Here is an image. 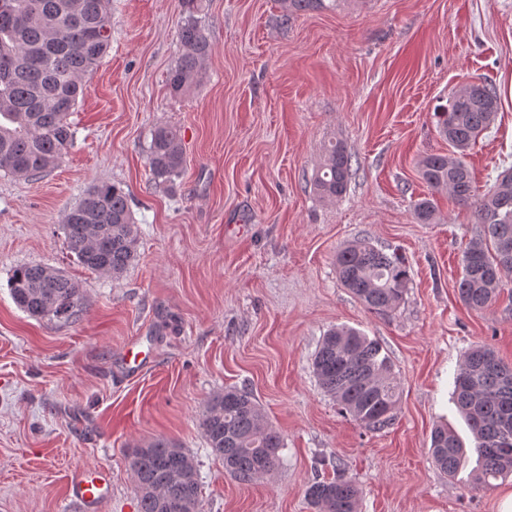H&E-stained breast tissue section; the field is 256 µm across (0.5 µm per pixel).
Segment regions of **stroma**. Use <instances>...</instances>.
<instances>
[{"instance_id": "obj_1", "label": "stroma", "mask_w": 512, "mask_h": 512, "mask_svg": "<svg viewBox=\"0 0 512 512\" xmlns=\"http://www.w3.org/2000/svg\"><path fill=\"white\" fill-rule=\"evenodd\" d=\"M111 46L70 121L64 162L37 179L0 171V512H62L87 466L112 472L107 512H138L126 456L156 436L195 459L203 512H314L309 484L342 465L358 512H499L512 476L474 490L440 472L433 426L469 429L454 401L465 354L486 345L512 364V298L475 311L458 297L474 208L437 193L435 223L412 203L424 154L448 153L433 117L462 83L500 100L465 157L477 193L512 168V0H343L287 15L282 0H202L204 77L172 96L179 0H110ZM180 129L186 165L155 184L153 130ZM343 142L355 173L340 201L315 194L323 147ZM120 185L139 227L120 279L74 261L62 221L93 184ZM398 250L408 292L389 315L336 277L344 242ZM46 264L84 288L73 324L29 317L8 280ZM376 340L399 381L392 425L369 432L318 384L312 358L333 326ZM137 343L150 367L121 378ZM253 393L282 436L279 466L249 485L209 454L198 420L225 387Z\"/></svg>"}]
</instances>
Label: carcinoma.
Segmentation results:
<instances>
[{
    "instance_id": "obj_1",
    "label": "carcinoma",
    "mask_w": 512,
    "mask_h": 512,
    "mask_svg": "<svg viewBox=\"0 0 512 512\" xmlns=\"http://www.w3.org/2000/svg\"><path fill=\"white\" fill-rule=\"evenodd\" d=\"M337 0H287L288 13L325 9ZM109 0H0V171L32 178L57 167L74 142L69 116L88 93L87 76L99 66L112 33ZM179 29L182 51L168 74L170 94L182 96L202 78L210 42L197 14L199 0H182ZM498 96L484 83L468 82L434 113L449 154H425L417 160L421 180L463 204H474L479 238L465 250L458 284L461 302L472 310L494 304L512 281V172L500 175L477 196L464 155L495 120ZM185 158L174 126L152 133L148 165L154 181L171 185ZM352 158L340 142L325 147L312 183L319 197L335 202L347 193ZM421 224L435 219L437 204L425 196L412 205ZM68 248L85 268L121 278L137 257L139 237L127 193L120 186L92 185L65 215ZM336 274L366 309L392 312L404 299L409 267L370 240H353L336 251ZM10 295L28 316L59 324L79 321L86 308L84 289L63 271L45 264L21 265L9 278ZM312 370L323 391L362 429L379 431L395 418L400 387L380 345L354 328L329 329L319 343ZM454 395L474 438L477 465L474 489L512 475V365L486 346L471 349L455 377ZM212 456L238 483L249 485L274 470L283 438L254 396L228 387L213 395L199 422ZM435 465L454 477L467 450L446 426L430 436ZM140 512H202L201 485L193 457L176 441L161 436L132 449ZM360 488L336 468V476L316 481L306 496L316 512H356Z\"/></svg>"
}]
</instances>
